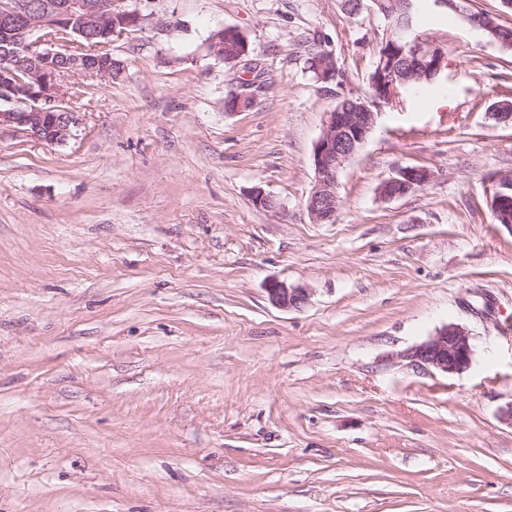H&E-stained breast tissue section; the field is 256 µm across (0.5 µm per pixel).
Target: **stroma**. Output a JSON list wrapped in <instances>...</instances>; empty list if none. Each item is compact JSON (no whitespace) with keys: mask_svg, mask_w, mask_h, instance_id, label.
I'll return each instance as SVG.
<instances>
[{"mask_svg":"<svg viewBox=\"0 0 512 512\" xmlns=\"http://www.w3.org/2000/svg\"><path fill=\"white\" fill-rule=\"evenodd\" d=\"M112 78L71 74L81 124L0 130V512H512V49L446 9L433 90L382 107L306 208L338 98L368 94L385 22L340 0H115ZM231 26L265 72L227 113ZM341 83L307 69L312 44ZM407 166L432 178L394 199ZM262 188L275 208L253 205ZM274 280L306 288L274 306ZM465 327L472 366L402 354ZM506 190L512 191V177L510 175L504 176L499 180L498 188L495 189L490 199V207L495 216L503 221L502 224L512 226V207L511 211L508 209L506 212L502 209L504 201H512V197L507 195ZM266 290L271 302L283 309H299L308 302L309 295L306 288L299 286L289 287L282 281L275 280L270 282Z\"/></svg>","mask_w":512,"mask_h":512,"instance_id":"35a3bbf8","label":"stroma"}]
</instances>
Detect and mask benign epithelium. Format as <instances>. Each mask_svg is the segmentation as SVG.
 Here are the masks:
<instances>
[{
  "instance_id": "obj_1",
  "label": "benign epithelium",
  "mask_w": 512,
  "mask_h": 512,
  "mask_svg": "<svg viewBox=\"0 0 512 512\" xmlns=\"http://www.w3.org/2000/svg\"><path fill=\"white\" fill-rule=\"evenodd\" d=\"M114 0H69V3L54 13L40 14L32 11L29 0H11L8 13L3 18L13 16L28 20L27 30L39 33L48 28L52 33L38 37L32 42L26 40L15 44L13 48L0 51V129L20 130L38 140L48 139L62 142L72 136L73 129L80 124L77 113L71 109L61 110L67 105L59 79L69 72H81L92 77L112 76L110 70L97 64L91 65L82 60L75 51H55L51 46L74 35L87 37L90 32H103L105 37L123 33L140 21L133 11H116ZM412 0H404V19L397 25L385 29L384 41L400 49V55L425 61L423 67L410 70L414 76H425L444 69L446 55L436 52L438 44L434 39H425L415 31L411 12ZM238 42L242 49L230 59L233 67L239 66L250 73L254 63L248 59V42L243 34L233 28H224L222 37L211 40L210 51L219 56L232 42ZM30 57L33 68L29 71L32 83L13 81L14 70L18 66L21 54ZM325 60L317 70L316 80L330 82L337 79L341 71L335 55L323 51ZM67 59L61 66L50 64L51 58ZM408 77H398L390 71L379 70L378 82L371 85L372 93L360 96L355 102L357 112H329L323 130L316 141L312 164L315 172V184L307 200V210L316 224L331 223L339 209L340 197L337 192L338 170L343 161L352 158L357 150L366 143L375 127L378 113L372 111L377 104L388 105L400 95V88ZM254 81L241 82L242 91L234 94L235 109H244V103L255 102L251 92ZM432 178V173L424 168L400 170L396 176L386 180L380 187V195L392 199L406 195L421 188ZM512 191V177L504 176L499 180L490 199V207L495 216L503 223L512 226V210L503 211L502 204L512 199L507 191ZM271 302L283 309H299L307 304L308 292L299 286H288L282 281H272L267 286ZM474 350L471 336L463 326L449 323L439 328L435 334L421 344L407 350L402 358L411 365L442 374H459L470 367Z\"/></svg>"
}]
</instances>
